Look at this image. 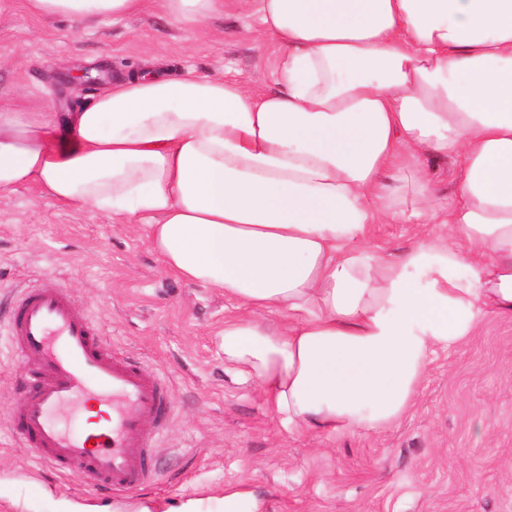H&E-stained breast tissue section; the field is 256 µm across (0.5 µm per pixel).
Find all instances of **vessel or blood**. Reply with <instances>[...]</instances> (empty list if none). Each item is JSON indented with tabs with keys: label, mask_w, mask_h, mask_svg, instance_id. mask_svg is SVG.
<instances>
[{
	"label": "vessel or blood",
	"mask_w": 512,
	"mask_h": 512,
	"mask_svg": "<svg viewBox=\"0 0 512 512\" xmlns=\"http://www.w3.org/2000/svg\"><path fill=\"white\" fill-rule=\"evenodd\" d=\"M8 335L15 355L37 368L34 390L12 411L30 447L57 471L119 492L153 481L156 433L172 409L165 379L114 353L54 283L18 296ZM91 400L105 408L95 427L75 435L57 420Z\"/></svg>",
	"instance_id": "1"
}]
</instances>
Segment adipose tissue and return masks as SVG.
<instances>
[{"label":"adipose tissue","instance_id":"1","mask_svg":"<svg viewBox=\"0 0 512 512\" xmlns=\"http://www.w3.org/2000/svg\"><path fill=\"white\" fill-rule=\"evenodd\" d=\"M200 27L224 0H26ZM274 89L146 69L57 114L0 106L20 186L144 224L166 270L236 302L220 344L289 430H382L436 347L512 317V0H254ZM454 160L457 196L435 163ZM416 225L399 251L373 227Z\"/></svg>","mask_w":512,"mask_h":512}]
</instances>
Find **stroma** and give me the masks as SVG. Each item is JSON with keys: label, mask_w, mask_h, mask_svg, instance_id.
Here are the masks:
<instances>
[{"label": "stroma", "mask_w": 512, "mask_h": 512, "mask_svg": "<svg viewBox=\"0 0 512 512\" xmlns=\"http://www.w3.org/2000/svg\"><path fill=\"white\" fill-rule=\"evenodd\" d=\"M252 0L195 29L144 14L120 23L44 19L0 0V100L60 112L155 62L169 77L229 72L252 92L271 86L273 46ZM64 285L113 351L165 377L173 410L154 451V483L124 495L44 466L11 421L33 369L0 335V512H225L243 487L263 512H512V318L435 349L412 411L381 432L289 433L253 380L224 361L218 334L234 304L164 270L142 224L60 206L36 185L0 203V326L12 294Z\"/></svg>", "instance_id": "1"}]
</instances>
